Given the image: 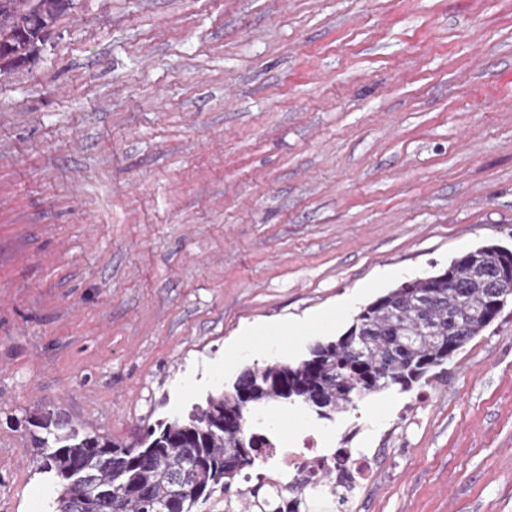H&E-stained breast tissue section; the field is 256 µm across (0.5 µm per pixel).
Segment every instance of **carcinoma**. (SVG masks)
<instances>
[{
	"mask_svg": "<svg viewBox=\"0 0 512 512\" xmlns=\"http://www.w3.org/2000/svg\"><path fill=\"white\" fill-rule=\"evenodd\" d=\"M73 0H0V72L37 55L44 37ZM512 250L486 245L452 259L440 274L406 281L365 306L335 341L315 344L297 364L245 368L232 390L211 396L206 408L147 430L135 445L69 427L47 414L33 426L39 470L58 483L56 512H192L216 487L229 491L236 475L269 447L254 430L255 411L269 403L304 404L299 393L320 388L318 418L357 406L365 396L397 387L409 390L443 367L492 320L486 276ZM466 334L448 350L451 317ZM250 386L251 399L238 393Z\"/></svg>",
	"mask_w": 512,
	"mask_h": 512,
	"instance_id": "cac0c4a2",
	"label": "carcinoma"
}]
</instances>
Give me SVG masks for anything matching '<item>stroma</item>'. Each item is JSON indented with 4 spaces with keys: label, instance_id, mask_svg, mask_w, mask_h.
Here are the masks:
<instances>
[{
    "label": "stroma",
    "instance_id": "stroma-1",
    "mask_svg": "<svg viewBox=\"0 0 512 512\" xmlns=\"http://www.w3.org/2000/svg\"><path fill=\"white\" fill-rule=\"evenodd\" d=\"M486 244L512 0H73L0 73V512H54L33 416L136 442ZM266 420L373 453L353 512H512V302L411 390Z\"/></svg>",
    "mask_w": 512,
    "mask_h": 512
}]
</instances>
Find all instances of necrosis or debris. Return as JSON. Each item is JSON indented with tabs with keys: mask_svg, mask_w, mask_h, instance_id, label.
<instances>
[{
	"mask_svg": "<svg viewBox=\"0 0 512 512\" xmlns=\"http://www.w3.org/2000/svg\"><path fill=\"white\" fill-rule=\"evenodd\" d=\"M261 463L255 484L264 486L273 502L292 503L295 512H306L316 499L324 501V512H351L355 493L375 477L371 457L359 453L349 466L339 467L335 453L311 433L293 448L285 447L283 437H273Z\"/></svg>",
	"mask_w": 512,
	"mask_h": 512,
	"instance_id": "4bbe7bcc",
	"label": "necrosis or debris"
}]
</instances>
